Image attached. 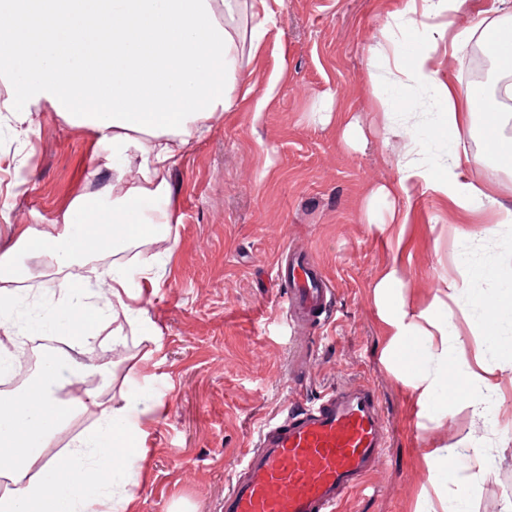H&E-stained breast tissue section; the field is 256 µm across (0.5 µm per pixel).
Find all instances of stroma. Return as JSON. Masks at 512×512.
Here are the masks:
<instances>
[{"label":"stroma","mask_w":512,"mask_h":512,"mask_svg":"<svg viewBox=\"0 0 512 512\" xmlns=\"http://www.w3.org/2000/svg\"><path fill=\"white\" fill-rule=\"evenodd\" d=\"M404 2L284 0L264 49L244 59L255 93L217 115L210 135L169 172L171 222L130 256L135 268L163 259L154 282H133L147 319L105 320L93 348L76 357L89 369L111 368L101 399L127 402V422L142 435L134 512H219L230 468L263 423L291 402L356 381L377 388L390 440L366 490L342 512H415L429 488V438L483 447L491 459L464 496L466 512H502L512 501V427L491 429L464 410L421 425L382 356L386 329L373 291L388 267L398 266L408 299L423 307L457 257L481 268L468 285L488 293L503 288L496 270L512 258V227L484 234L488 213L458 212L431 193L413 198L403 243L377 230L392 204L378 189L397 182L406 141L383 137L374 91L407 135L421 137L431 123L421 113L427 91L389 78L390 36L421 47L415 23L399 17ZM481 42L476 34L453 49L439 44V80L469 90L467 62ZM272 80L275 90L260 100ZM353 119L363 135L349 145L342 128ZM0 151L21 152L28 175L22 189L0 176V252L17 225L56 232L75 198L112 181L95 133L49 106L26 142L0 134ZM448 151L512 207V171L483 155L480 133L450 141ZM289 247L312 253L334 292L321 326L295 327L280 308L274 266ZM118 326L125 341L116 347Z\"/></svg>","instance_id":"35a3bbf8"}]
</instances>
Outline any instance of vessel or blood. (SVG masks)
Returning a JSON list of instances; mask_svg holds the SVG:
<instances>
[{"mask_svg": "<svg viewBox=\"0 0 512 512\" xmlns=\"http://www.w3.org/2000/svg\"><path fill=\"white\" fill-rule=\"evenodd\" d=\"M276 274L287 284L282 309L297 322L315 323L330 307L333 290L310 257L291 254ZM388 440L374 385L331 389L260 427L231 472L222 512H339L377 470Z\"/></svg>", "mask_w": 512, "mask_h": 512, "instance_id": "vessel-or-blood-1", "label": "vessel or blood"}]
</instances>
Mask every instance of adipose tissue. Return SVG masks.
Returning <instances> with one entry per match:
<instances>
[{
	"label": "adipose tissue",
	"instance_id": "ef3b65f1",
	"mask_svg": "<svg viewBox=\"0 0 512 512\" xmlns=\"http://www.w3.org/2000/svg\"><path fill=\"white\" fill-rule=\"evenodd\" d=\"M283 0H0V126L27 137V114L50 105L70 123L93 128L112 183L93 202L76 200L53 234L17 225L14 246L0 254V333L16 328L19 292L13 268L21 257L42 258L59 275L57 303L30 319L25 332L48 329L83 345L96 338L105 313L144 316L134 271L123 264L74 279L66 271L81 259L156 235L170 223L166 176L185 148L205 138L214 115L233 111L237 90L252 92L244 52H257L275 26ZM467 0H405L403 12L421 14L425 48L396 62L398 83L435 92L437 113L427 139L409 146L397 160L396 196L411 199L428 190L457 209L473 213L491 203L489 185L467 178L459 159L430 163L428 154L451 138L470 132L478 113L492 118L484 138L487 153L512 167V146L503 126L512 115L500 109L512 98V84L488 91H458L439 81L434 53L446 37L447 20ZM246 18V30L235 21ZM463 280L445 279L430 304L408 301L398 267L388 269L374 288L378 313L389 328L384 352L413 394L419 418L447 419L459 407L499 427L501 388L484 353H471L463 340H449L455 320L477 324L484 344L512 359V289L469 294L460 310L450 302L465 291ZM62 361L44 355L35 377L10 397L0 398V474L16 478L0 512H129L139 475L137 451L125 425V407L106 405L100 386L85 387L67 400ZM96 412L100 422L71 442L66 458L47 448L77 414ZM474 468L460 473L458 489L482 479L491 465L484 449L463 453L429 443L424 450L431 494L417 512H448L444 469L460 457ZM38 479H26L31 466Z\"/></svg>",
	"mask_w": 512,
	"mask_h": 512
}]
</instances>
